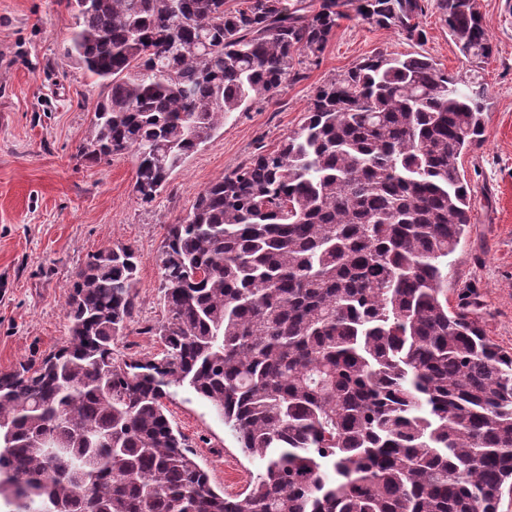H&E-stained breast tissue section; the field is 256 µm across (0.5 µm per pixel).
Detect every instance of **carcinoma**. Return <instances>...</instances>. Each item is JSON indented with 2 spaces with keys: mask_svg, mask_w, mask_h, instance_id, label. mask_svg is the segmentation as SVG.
I'll return each mask as SVG.
<instances>
[{
  "mask_svg": "<svg viewBox=\"0 0 512 512\" xmlns=\"http://www.w3.org/2000/svg\"><path fill=\"white\" fill-rule=\"evenodd\" d=\"M472 74L419 53L363 58L314 87L273 150L167 226L159 359L112 344L136 256L75 273L69 338L0 373L9 512H499L512 496V353L465 305L448 256L470 224L459 163L484 134L492 53L478 0H436ZM67 55L107 88L78 155L136 158L152 203L224 123L306 77L343 19L422 41L423 0H74ZM188 385L262 462L215 491L171 424Z\"/></svg>",
  "mask_w": 512,
  "mask_h": 512,
  "instance_id": "carcinoma-1",
  "label": "carcinoma"
}]
</instances>
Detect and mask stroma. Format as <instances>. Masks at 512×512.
Here are the masks:
<instances>
[{
    "label": "stroma",
    "mask_w": 512,
    "mask_h": 512,
    "mask_svg": "<svg viewBox=\"0 0 512 512\" xmlns=\"http://www.w3.org/2000/svg\"><path fill=\"white\" fill-rule=\"evenodd\" d=\"M479 6L493 48L482 73L486 129L461 159L475 206L448 258V300L474 303L487 336L512 351V0H479ZM420 21L421 43L361 20L342 21L308 79L286 83L272 102L227 121L143 205L133 191L131 155L97 165L78 156L90 109L107 90L66 54L75 23L68 0H0V372L67 341L73 276L114 244L138 256L136 315L114 349L128 359L160 357L164 345L154 330L166 310L156 256L167 226L182 220L213 180L276 148L303 120L314 86L362 58L420 53L448 73H465L468 64L435 0H425ZM166 405L211 486L230 495L243 491L260 464L242 453L209 402L176 386Z\"/></svg>",
    "instance_id": "obj_1"
}]
</instances>
